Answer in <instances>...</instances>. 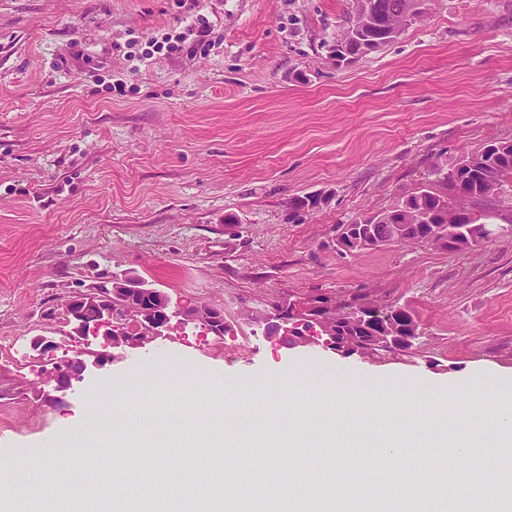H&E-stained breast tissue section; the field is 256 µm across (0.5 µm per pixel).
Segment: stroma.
<instances>
[{
  "label": "stroma",
  "instance_id": "35a3bbf8",
  "mask_svg": "<svg viewBox=\"0 0 512 512\" xmlns=\"http://www.w3.org/2000/svg\"><path fill=\"white\" fill-rule=\"evenodd\" d=\"M355 0H200L213 45L143 59L131 37L178 35L175 0H0V461L37 455L83 422L88 394L159 361L192 391L141 396L125 425L142 471L205 487L217 512H280L275 494L227 497L224 457L205 441L221 379H304L330 364L422 386L512 372V236L451 252L336 246L340 225L384 210L484 143L512 140V0H436L423 20L351 64L331 47ZM123 80L127 95L112 92ZM300 197L315 207L293 212ZM235 223H225V216ZM128 274L172 307L223 310V340L174 324L144 347L113 350L71 334L70 296ZM368 294L409 305L425 328L413 356L343 357L287 348L248 321L278 297ZM53 337L54 358L34 336ZM87 364L66 391L54 360ZM179 410L193 441L165 423ZM118 462L105 433L65 458L78 483L112 496Z\"/></svg>",
  "mask_w": 512,
  "mask_h": 512
}]
</instances>
